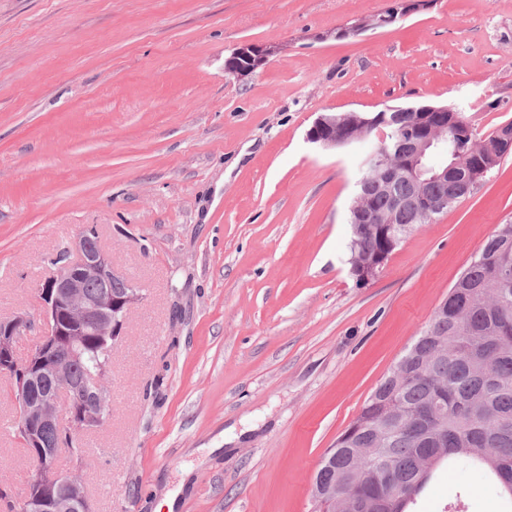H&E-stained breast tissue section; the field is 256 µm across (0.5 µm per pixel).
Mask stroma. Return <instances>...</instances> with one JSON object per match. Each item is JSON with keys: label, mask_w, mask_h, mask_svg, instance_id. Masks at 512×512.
<instances>
[{"label": "stroma", "mask_w": 512, "mask_h": 512, "mask_svg": "<svg viewBox=\"0 0 512 512\" xmlns=\"http://www.w3.org/2000/svg\"><path fill=\"white\" fill-rule=\"evenodd\" d=\"M392 0H0V319L38 318L51 256L96 228L141 290L107 381L112 416L61 454L93 512H314L328 448L512 221V155L350 272L357 143L326 112L432 104L478 137L512 122V0H431L335 38ZM274 47L247 76L224 60ZM35 473L0 436V490ZM499 512L481 472L438 468L413 512Z\"/></svg>", "instance_id": "obj_1"}]
</instances>
